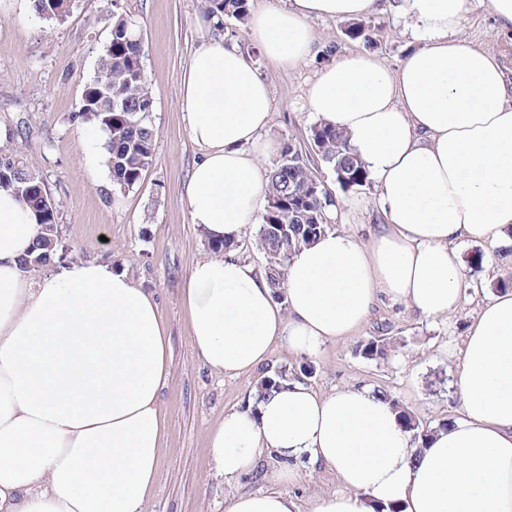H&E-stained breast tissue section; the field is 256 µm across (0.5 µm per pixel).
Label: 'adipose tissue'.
I'll use <instances>...</instances> for the list:
<instances>
[{
	"label": "adipose tissue",
	"mask_w": 512,
	"mask_h": 512,
	"mask_svg": "<svg viewBox=\"0 0 512 512\" xmlns=\"http://www.w3.org/2000/svg\"><path fill=\"white\" fill-rule=\"evenodd\" d=\"M468 0H287L252 11L263 55L307 59L309 19L393 10L420 45L397 69L354 52L308 88L377 189L382 224L368 240L329 230L289 258L285 302L235 253L198 259L182 288L195 355L235 377L273 348L313 355L364 325L381 298L438 318L461 297L458 241L497 245L512 228V79L463 33ZM180 106L198 148L186 185L192 224L239 238L268 188L257 155L271 89L239 44L208 36L183 73ZM41 232L0 189V512H144L160 470L159 390L169 338L154 293L94 260L34 278L20 261ZM460 412L424 448L389 400L298 379L247 395L208 433L211 474L231 483L265 464L258 491L227 512H512V290L484 303L457 351ZM335 474L341 492L301 508L287 485L299 462Z\"/></svg>",
	"instance_id": "adipose-tissue-1"
}]
</instances>
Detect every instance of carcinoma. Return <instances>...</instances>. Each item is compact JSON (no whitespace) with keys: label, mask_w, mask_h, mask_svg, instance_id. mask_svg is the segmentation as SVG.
<instances>
[{"label":"carcinoma","mask_w":512,"mask_h":512,"mask_svg":"<svg viewBox=\"0 0 512 512\" xmlns=\"http://www.w3.org/2000/svg\"><path fill=\"white\" fill-rule=\"evenodd\" d=\"M31 8L38 17L57 21L66 12L67 3L31 0ZM204 9L220 21L232 19L240 24L247 21L249 13L248 0H204ZM110 20L112 47L103 50L96 73L85 84L82 96L86 103L75 120L95 124L106 134V164L112 191L117 194L140 184L152 164L155 130L145 114L153 111L154 92L142 77L143 42L135 26L128 24V17L117 13ZM310 132L317 158L334 171L342 189L368 183L369 173L342 131L320 122ZM15 162L23 166L27 181L6 173V165ZM0 188L14 191L42 226L30 255L22 259L23 269L48 265L64 250L58 235L59 206L26 154L18 150L0 154ZM330 202L328 190L315 176L308 158L293 143H286L270 170L266 206L256 240L267 255L266 274L276 299L283 300L282 288L292 252L329 229L326 212ZM390 348L391 337L381 334L361 341L357 352L367 360H384ZM290 376L292 373L282 366L264 374L256 383L257 395L279 388ZM390 402L399 410L401 425L413 433L417 443H425L432 429L421 425L399 401L392 398Z\"/></svg>","instance_id":"obj_1"}]
</instances>
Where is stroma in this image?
<instances>
[{
  "mask_svg": "<svg viewBox=\"0 0 512 512\" xmlns=\"http://www.w3.org/2000/svg\"><path fill=\"white\" fill-rule=\"evenodd\" d=\"M113 12L135 21L155 95L147 115L155 130L153 162L141 185L123 194L112 191L104 132L73 120L109 41ZM205 20L202 0H75L61 23L39 18L30 0H0V152L18 149L33 161L60 205L59 231L77 258L112 264L155 293L169 336L171 373L160 392L165 435L146 512H226L234 489L209 475L207 432L225 411L242 404L254 383L249 376L217 374L196 358L180 299L192 262L211 253L186 205L185 188L198 151L180 108L183 72ZM363 22L374 28L373 42L351 39L346 21L318 18L309 22L316 53L307 61L285 69L257 59L272 91L267 138L310 150V128L318 116L307 87L322 67L349 53L367 52L393 69L418 45L393 12ZM463 27L472 45L496 55L512 76V36L503 33L487 6L473 0ZM312 166L339 211L332 229L367 238L372 225L382 221L370 204L374 186L345 191L330 167L318 160ZM482 250L481 267L462 264V300L448 317L424 319L381 300L352 336L324 345L315 356L274 349L273 363L294 372L313 366L307 382L325 393L350 384L386 393L432 428L456 418L457 347L479 307L494 295V283L512 280V234ZM379 333L393 339L388 357L359 356L357 344Z\"/></svg>",
  "mask_w": 512,
  "mask_h": 512,
  "instance_id": "obj_1",
  "label": "stroma"
}]
</instances>
